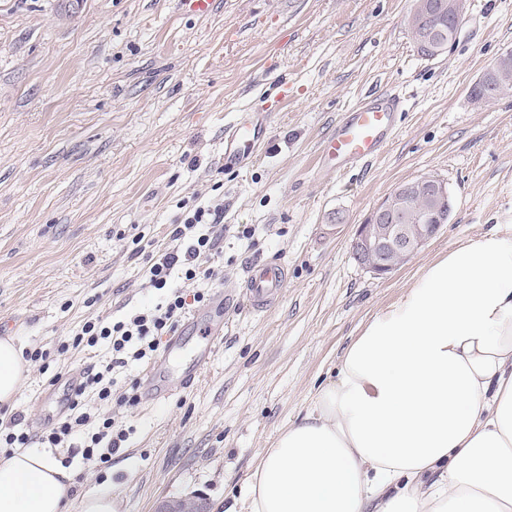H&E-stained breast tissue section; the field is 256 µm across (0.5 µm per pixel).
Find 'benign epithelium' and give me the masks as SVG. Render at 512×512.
Masks as SVG:
<instances>
[{
  "instance_id": "obj_1",
  "label": "benign epithelium",
  "mask_w": 512,
  "mask_h": 512,
  "mask_svg": "<svg viewBox=\"0 0 512 512\" xmlns=\"http://www.w3.org/2000/svg\"><path fill=\"white\" fill-rule=\"evenodd\" d=\"M448 198L443 180L424 175L411 184H399L373 208L358 225L351 242L356 262L376 275H387L416 255L438 235L447 215L439 203ZM415 208L423 223L407 224L410 208ZM155 512H208L199 493L162 500Z\"/></svg>"
}]
</instances>
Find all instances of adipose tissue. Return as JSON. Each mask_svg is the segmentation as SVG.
I'll return each instance as SVG.
<instances>
[{"mask_svg":"<svg viewBox=\"0 0 512 512\" xmlns=\"http://www.w3.org/2000/svg\"><path fill=\"white\" fill-rule=\"evenodd\" d=\"M32 364L0 337V407ZM41 447L0 457V512H71ZM80 512H124L94 488ZM211 512H512V224L456 242L362 324L232 506Z\"/></svg>","mask_w":512,"mask_h":512,"instance_id":"obj_1","label":"adipose tissue"}]
</instances>
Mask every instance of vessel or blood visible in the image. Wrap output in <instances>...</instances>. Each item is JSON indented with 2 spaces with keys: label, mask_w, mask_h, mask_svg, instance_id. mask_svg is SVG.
Instances as JSON below:
<instances>
[{
  "label": "vessel or blood",
  "mask_w": 512,
  "mask_h": 512,
  "mask_svg": "<svg viewBox=\"0 0 512 512\" xmlns=\"http://www.w3.org/2000/svg\"><path fill=\"white\" fill-rule=\"evenodd\" d=\"M399 97H375L352 108L339 121L333 133L320 143V157L325 161L346 166L379 155L395 127ZM265 118L262 115L242 113L239 119L224 131V159L244 164L258 148ZM288 270L283 263L267 262L254 266L248 272L244 295L253 310L266 309L272 299L284 288ZM224 336V318L212 319L204 341L194 352L191 364L182 375L164 386L151 389L148 399L168 397L182 389L198 384L211 362L215 343Z\"/></svg>",
  "instance_id": "obj_1"
}]
</instances>
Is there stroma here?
Here are the masks:
<instances>
[{"mask_svg":"<svg viewBox=\"0 0 512 512\" xmlns=\"http://www.w3.org/2000/svg\"><path fill=\"white\" fill-rule=\"evenodd\" d=\"M413 0H0V337L57 348L91 317L153 305L145 255L169 244L186 206L220 205L219 290L282 260L288 282L263 312L234 311L202 382L117 409L132 434L111 462L69 458L74 498L116 486L125 512L190 493L232 502L278 429L335 371L361 324L458 240L512 222V95H471L512 48V0H470L455 39L421 57ZM402 109L381 154L335 170L318 146L365 97ZM272 122L246 166L224 164L241 110ZM433 174L452 216L378 278L351 254L356 227L398 184ZM252 238H243L244 228ZM69 349L32 371L12 410L41 434L66 377L108 358Z\"/></svg>","mask_w":512,"mask_h":512,"instance_id":"35a3bbf8","label":"stroma"}]
</instances>
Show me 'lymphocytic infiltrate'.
I'll list each match as a JSON object with an SVG mask.
<instances>
[{
    "label": "lymphocytic infiltrate",
    "mask_w": 512,
    "mask_h": 512,
    "mask_svg": "<svg viewBox=\"0 0 512 512\" xmlns=\"http://www.w3.org/2000/svg\"><path fill=\"white\" fill-rule=\"evenodd\" d=\"M223 220L221 208H195L182 223L173 225L170 247L148 256L145 279L149 287L162 292L156 305L111 322L89 318L74 332L73 347L103 345L111 358L92 366L85 381L75 385L64 422L44 431L43 444L60 448L77 436L83 460L106 463L128 441L129 429L113 415L103 413L102 408L111 403L121 407L138 404L139 386L131 384L120 395H113L114 373L129 364L151 360L160 338L173 335L192 304L205 301L204 283L215 275L212 263L218 255ZM89 389L94 392L90 399L85 396Z\"/></svg>",
    "instance_id": "1"
}]
</instances>
